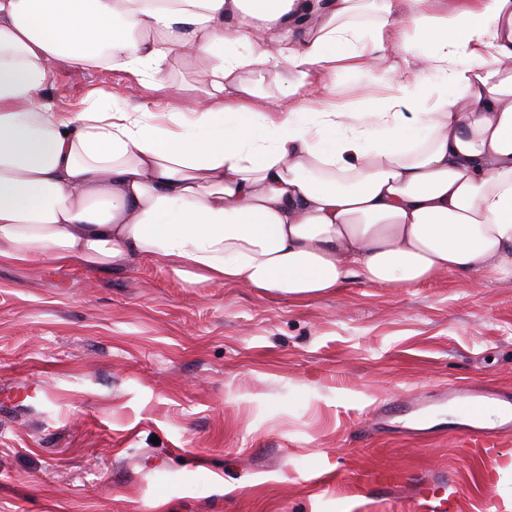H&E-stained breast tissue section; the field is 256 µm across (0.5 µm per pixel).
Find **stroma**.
I'll use <instances>...</instances> for the list:
<instances>
[{
    "label": "stroma",
    "instance_id": "35a3bbf8",
    "mask_svg": "<svg viewBox=\"0 0 512 512\" xmlns=\"http://www.w3.org/2000/svg\"><path fill=\"white\" fill-rule=\"evenodd\" d=\"M164 77L61 65L46 95L62 112L93 90L185 107L203 86L192 61ZM454 382L512 393L511 281L355 277L299 302L147 261L0 262V512H444V480L455 512H498L458 416L421 436L386 423Z\"/></svg>",
    "mask_w": 512,
    "mask_h": 512
}]
</instances>
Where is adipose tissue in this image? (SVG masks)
Wrapping results in <instances>:
<instances>
[{"mask_svg":"<svg viewBox=\"0 0 512 512\" xmlns=\"http://www.w3.org/2000/svg\"><path fill=\"white\" fill-rule=\"evenodd\" d=\"M373 2L0 0V260H147L293 300L353 276L512 281V0H383L366 39ZM273 30L288 76L271 99L247 75ZM184 57L208 83L185 109L46 96L55 63L159 86ZM365 67L399 95L305 94Z\"/></svg>","mask_w":512,"mask_h":512,"instance_id":"adipose-tissue-1","label":"adipose tissue"}]
</instances>
